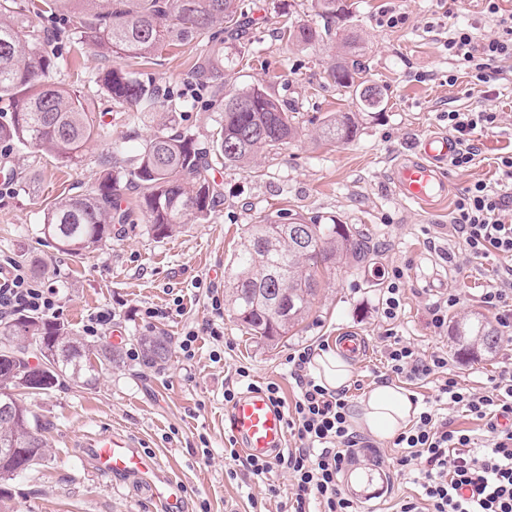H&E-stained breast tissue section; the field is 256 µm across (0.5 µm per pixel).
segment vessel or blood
<instances>
[{"mask_svg": "<svg viewBox=\"0 0 512 512\" xmlns=\"http://www.w3.org/2000/svg\"><path fill=\"white\" fill-rule=\"evenodd\" d=\"M456 144L445 134L432 135L418 145V157L400 163L394 173L397 191L406 199L426 203L446 190L441 172L453 156ZM284 411L274 407L265 394H242L230 413L233 438L244 454L266 457L283 448L287 432ZM88 452L98 470L131 478L163 504L167 512H182L184 496L180 480L165 475L157 459L147 457L127 438L109 433L91 437Z\"/></svg>", "mask_w": 512, "mask_h": 512, "instance_id": "1", "label": "vessel or blood"}]
</instances>
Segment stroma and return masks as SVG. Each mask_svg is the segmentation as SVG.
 <instances>
[{
    "instance_id": "1",
    "label": "stroma",
    "mask_w": 512,
    "mask_h": 512,
    "mask_svg": "<svg viewBox=\"0 0 512 512\" xmlns=\"http://www.w3.org/2000/svg\"><path fill=\"white\" fill-rule=\"evenodd\" d=\"M347 2L350 14L337 35L309 46L287 43L280 31L289 20L322 25L315 0H243L253 25L249 39L235 47L224 84L266 88L287 108L295 139L258 152L246 168L211 169L208 178L221 197L210 220L159 238L139 214L134 223L115 225L111 239L78 258L40 238L45 209L73 188L97 185L99 159L113 141L141 140L172 122L203 144L220 115L185 109L144 117L121 111L96 82L99 73L112 68L113 58L74 43L71 18L31 17V26L60 35L53 81L78 86L107 135L88 143L80 162L67 167L47 153L0 143V168L12 174L0 192V280L9 278L14 264L44 265L43 281L58 290L57 322L91 345L115 343L125 351L136 347L140 336L162 330L175 340L185 329L218 319L226 347L223 360L212 362L214 345L203 334L193 360L174 350L156 371L142 359L126 357L91 384L67 381L32 397L46 427V456L42 465L0 482V512H163L133 480L94 467L85 443L106 430L130 438L181 480L185 512H253L256 500L264 501L267 512H281L279 500H266V483L226 474L230 423L224 380L237 366L249 367L257 381L277 382L290 401L297 391L286 363L292 349L321 342L332 346L344 334L364 337L368 355L351 362L354 384L347 399L354 407L365 391L386 380L389 331L422 353L446 352L449 367L468 387L486 384L512 360V348L503 344L491 354H464L451 329L433 331L428 313L454 290L460 303L449 321L486 314L479 295L504 263L499 256L470 258L450 227L455 199L465 187L480 180L501 193L512 189L497 169L498 157L512 152V62L501 64L485 93L472 88L467 77L448 80L457 68L446 46L449 23L472 27L481 38L496 32L485 0ZM391 15L399 16L397 25H388ZM349 36L362 49L369 79L387 90L383 111H362L327 77ZM205 47L198 38L167 49L144 70L161 87L192 95L193 68ZM458 109L498 113V124L477 132L480 154L470 167L446 168L444 195L427 204L403 199L393 183L396 166L414 156L427 135L447 132L448 113ZM336 112L354 113L358 132L351 142L323 140L322 122ZM279 214L319 215L346 224L367 240L370 253L362 262L347 260L323 272L313 311L300 331L270 342L246 333L231 313L216 316L212 303L224 296L225 273L248 225ZM396 266L404 272L402 307L398 319L389 322L381 315L388 283L380 271ZM103 310L113 313L111 326L87 336L89 316ZM361 446L353 466L390 474V488L372 500L360 497L353 485L345 490L356 497L361 512H394L413 487L391 475L392 443L366 433Z\"/></svg>"
}]
</instances>
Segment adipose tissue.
<instances>
[{
	"mask_svg": "<svg viewBox=\"0 0 512 512\" xmlns=\"http://www.w3.org/2000/svg\"><path fill=\"white\" fill-rule=\"evenodd\" d=\"M311 371L327 388L339 390L348 386L352 365L340 349H328L316 355ZM419 412L410 394L403 388L383 383L374 386L360 401L355 418L361 430L380 440H389L408 427Z\"/></svg>",
	"mask_w": 512,
	"mask_h": 512,
	"instance_id": "ef3b65f1",
	"label": "adipose tissue"
}]
</instances>
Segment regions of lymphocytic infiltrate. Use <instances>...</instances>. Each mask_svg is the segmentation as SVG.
I'll return each instance as SVG.
<instances>
[{"instance_id":"f902f5d3","label":"lymphocytic infiltrate","mask_w":512,"mask_h":512,"mask_svg":"<svg viewBox=\"0 0 512 512\" xmlns=\"http://www.w3.org/2000/svg\"><path fill=\"white\" fill-rule=\"evenodd\" d=\"M494 16L497 36L477 38L466 27L449 25L448 54L471 78L474 86L490 83L494 63L512 59V13L503 14L497 0H485ZM494 112L448 113V129L457 150L451 163L457 168L471 165L479 153L474 133L494 126ZM512 198L475 182L455 200L452 229L461 237L471 258L491 255L505 258L489 288L480 295L482 304L495 314L502 339L512 346V223L506 212ZM52 316L58 311L53 288L34 277L26 267L14 266L9 279L0 282V316L13 312ZM315 346L295 349L288 356L298 388L293 402H285L278 383L256 384L249 367L240 366L224 384L225 404H234L241 390L259 389L287 415L293 448L259 458L241 456L235 442L224 448L229 476L243 473L266 481L270 496L280 494L269 483L271 473L286 468L292 482L293 512H358V505L339 484L340 475L352 458L358 435L350 421L345 392L321 385L309 365ZM388 372L414 380L436 378L438 393L425 402L413 424L393 439L397 454L392 468L400 479L417 485L416 496L403 499L398 512H512V363L502 366L488 386L462 387L448 367L444 353L423 354L414 345L393 339L386 348ZM457 408L484 422L488 438L475 447L467 430L450 427L443 419L447 408Z\"/></svg>"}]
</instances>
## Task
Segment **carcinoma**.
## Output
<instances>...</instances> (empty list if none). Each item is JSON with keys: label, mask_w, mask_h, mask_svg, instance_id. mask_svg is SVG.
Listing matches in <instances>:
<instances>
[{"label": "carcinoma", "mask_w": 512, "mask_h": 512, "mask_svg": "<svg viewBox=\"0 0 512 512\" xmlns=\"http://www.w3.org/2000/svg\"><path fill=\"white\" fill-rule=\"evenodd\" d=\"M325 20L319 29L291 24L283 35L300 44H314L331 36L333 25L345 15L339 0H317ZM25 9L38 15H67L77 22L76 36L103 55L150 59L170 46L208 36L209 49L195 67V80L211 85L206 111L221 113L208 146L188 131H158L148 140L127 147L114 143L100 159L104 175L84 192L59 198L44 213L41 234L73 256L96 249L112 235V225L131 221L133 209L116 200L129 185L140 189L138 208L150 229L166 237L196 220L212 216L218 191L205 173L215 164L242 168L263 149H277L294 137L288 111L265 88L225 90L224 44L248 36V13L240 0H28ZM58 34L30 28L17 0H0V100L12 112L0 121V143L22 144L52 154L70 165L83 147L101 137L96 113L82 92L50 78L57 58ZM346 58L328 71L336 86L349 90L367 112L385 108L383 87L362 77L356 38L346 41ZM112 103L124 112H175L187 105L162 90L153 78L114 66L99 78ZM355 118L345 112L323 122V137L348 143L356 135ZM307 244L282 230L284 222L265 217L247 227L225 279V297L234 318L252 336L274 341L288 335L310 314L319 288L321 268L343 259H363L368 242L351 234L345 224H323L317 216L294 218ZM281 295L288 314L276 316L261 302ZM0 335V403L10 402L12 415L0 419V479L23 473L45 459L44 427L23 400L9 397L16 388L10 355L32 347L53 348L56 359L42 370L30 393L40 394L68 379L91 382L96 373L120 360L112 347L93 348L71 336L58 323L19 314L3 323ZM455 336L464 351L493 352L499 337L485 317L475 314L455 323ZM144 364L159 367L168 359L170 338L157 332L139 338Z\"/></svg>", "instance_id": "carcinoma-1"}]
</instances>
